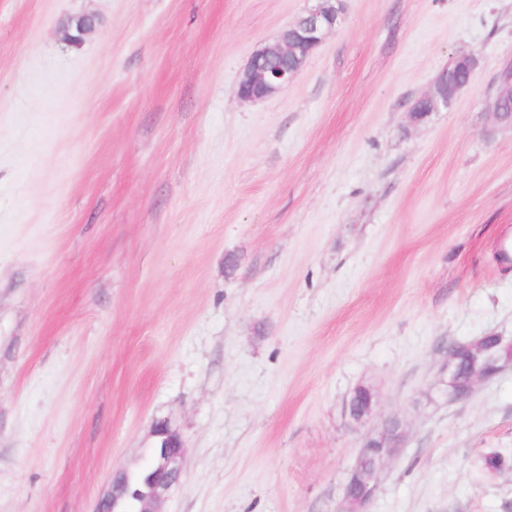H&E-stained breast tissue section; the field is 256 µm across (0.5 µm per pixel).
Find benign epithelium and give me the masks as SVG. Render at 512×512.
I'll return each mask as SVG.
<instances>
[{
    "label": "benign epithelium",
    "instance_id": "benign-epithelium-1",
    "mask_svg": "<svg viewBox=\"0 0 512 512\" xmlns=\"http://www.w3.org/2000/svg\"><path fill=\"white\" fill-rule=\"evenodd\" d=\"M332 0H309L305 12L288 24L272 45L256 49L239 76L238 93L241 99L253 101L270 97L290 87L298 72L313 51L336 30L342 17L328 10ZM92 27L87 17L74 19L65 32L68 40H78ZM477 59L472 54L456 57L451 71L443 72L428 93L419 98L410 111L414 122L421 120V110L431 112L448 110L459 92L468 85ZM512 95V74H503L499 89L491 104L497 121H512V113L501 112L504 99ZM466 361L459 360L456 348H448V359L440 368L442 392L450 401L466 399L479 381L487 380L507 367H512V339L496 337L493 346L479 339L465 346ZM366 397L365 406L350 418L361 423L371 417L377 401L373 390L360 386ZM153 459L150 478L142 488H133L124 481L127 474L120 473L112 480V487L98 502L96 512H119L123 500H135V512H159L158 506L166 494L179 482L185 454L180 434L167 420L155 423L152 430ZM406 431L397 417L385 419L380 426L366 435L350 465L340 512H367L369 501L378 485L379 475L390 458L395 456L405 441Z\"/></svg>",
    "mask_w": 512,
    "mask_h": 512
}]
</instances>
